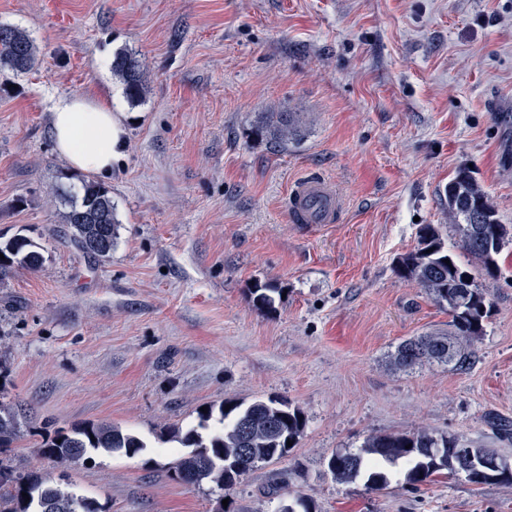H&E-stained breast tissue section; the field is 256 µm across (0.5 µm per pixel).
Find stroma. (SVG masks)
I'll use <instances>...</instances> for the list:
<instances>
[{
    "instance_id": "35a3bbf8",
    "label": "stroma",
    "mask_w": 512,
    "mask_h": 512,
    "mask_svg": "<svg viewBox=\"0 0 512 512\" xmlns=\"http://www.w3.org/2000/svg\"><path fill=\"white\" fill-rule=\"evenodd\" d=\"M38 48L24 73L0 69V236L39 243L42 268L0 288V386L29 414L12 453L53 472L43 433L109 422L148 447L98 454L67 476L107 512H280L303 494L315 512H512V486L441 472L412 487L342 483L332 454L373 435L425 430L512 458V244L493 303L459 372L396 368L411 336L450 317L397 276L424 224L448 225L443 188L471 168L512 225V0H0V24ZM135 52L149 91L126 98L113 55ZM81 94L123 113L126 145L106 184L120 222L109 258L61 239L54 188L79 184L58 156L48 114ZM304 113L303 139L273 149L257 113ZM329 180L339 223H291L297 179ZM280 288L275 309L248 290ZM277 397L305 417L288 456L230 490L169 476L168 427L201 407ZM279 288H274L271 285H254L253 288L248 290V297L253 306L263 312L272 311L275 308V293H279Z\"/></svg>"
}]
</instances>
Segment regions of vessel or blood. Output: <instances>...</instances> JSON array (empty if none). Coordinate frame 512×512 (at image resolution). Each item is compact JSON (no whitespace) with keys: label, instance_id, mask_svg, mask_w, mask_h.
<instances>
[{"label":"vessel or blood","instance_id":"obj_1","mask_svg":"<svg viewBox=\"0 0 512 512\" xmlns=\"http://www.w3.org/2000/svg\"><path fill=\"white\" fill-rule=\"evenodd\" d=\"M289 219L295 224H334L343 207L333 185L321 177L296 182L287 200Z\"/></svg>","mask_w":512,"mask_h":512}]
</instances>
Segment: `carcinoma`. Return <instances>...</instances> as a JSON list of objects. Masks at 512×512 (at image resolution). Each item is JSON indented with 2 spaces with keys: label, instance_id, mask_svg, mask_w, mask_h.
Masks as SVG:
<instances>
[{
  "label": "carcinoma",
  "instance_id": "1",
  "mask_svg": "<svg viewBox=\"0 0 512 512\" xmlns=\"http://www.w3.org/2000/svg\"><path fill=\"white\" fill-rule=\"evenodd\" d=\"M37 47L30 36L15 26L0 24V68L14 71L30 69L36 62ZM112 73L123 84L127 98H145L148 84L145 66L133 53L115 54ZM306 121L300 112H260L253 134L276 147L295 144L304 136ZM448 216L456 226L461 247L490 278L498 275L497 256L512 241V227L500 222L496 208L472 172L460 168L444 188ZM57 196L66 211L65 236L83 256L103 259L112 253L118 236L119 220L112 202V191L105 184L81 180L79 192L58 189ZM0 288L18 268L37 271L43 255L30 238L16 234L0 239ZM396 272L400 278L416 282L451 317L448 333L417 336L403 341L392 354L395 366L412 369L426 362H438L453 370L473 365L470 351L473 338L482 334V324L491 312L492 302L476 277L462 267L448 250L440 224H424L417 246L399 257ZM280 289L256 284L248 290L253 306L263 312L275 308L274 294ZM24 409L4 401L0 392V512H105L94 499L79 493L75 485L61 484L65 475L54 479L49 474L25 472L11 465L10 449L24 436ZM304 429L302 412L288 402L269 398L248 405L223 402L207 406L199 413L198 424L187 430L174 428L162 434L187 449L172 463L176 479L189 485L213 483L231 489L258 464L288 455L287 441L297 442ZM147 444L132 433L104 423L80 422L42 436L39 452L59 467L82 459L90 450L111 454L136 455ZM459 439L435 436L427 431L375 435L366 439L358 452L333 455L328 468L337 480L352 483L364 480L366 487L381 489L390 482L394 468L405 467L404 479L418 486L448 470H460L469 482L512 484V472L489 477L467 462L459 463ZM30 500H25L22 493Z\"/></svg>",
  "mask_w": 512,
  "mask_h": 512
}]
</instances>
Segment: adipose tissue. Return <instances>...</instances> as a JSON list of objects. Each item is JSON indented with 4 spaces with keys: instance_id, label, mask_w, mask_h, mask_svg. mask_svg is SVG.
<instances>
[{
    "instance_id": "obj_1",
    "label": "adipose tissue",
    "mask_w": 512,
    "mask_h": 512,
    "mask_svg": "<svg viewBox=\"0 0 512 512\" xmlns=\"http://www.w3.org/2000/svg\"><path fill=\"white\" fill-rule=\"evenodd\" d=\"M49 129L71 170L111 175L112 161L124 147L122 113L87 96L62 95L52 104Z\"/></svg>"
}]
</instances>
